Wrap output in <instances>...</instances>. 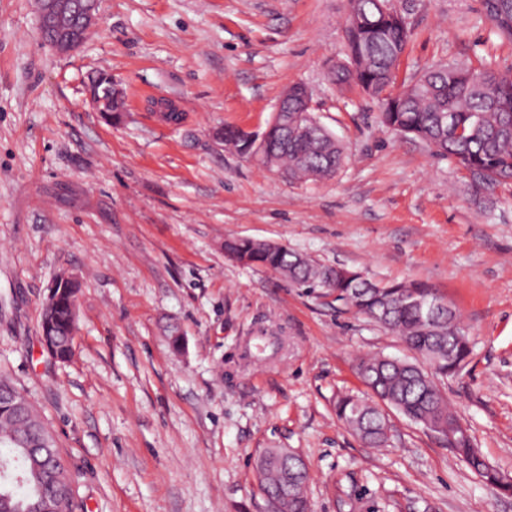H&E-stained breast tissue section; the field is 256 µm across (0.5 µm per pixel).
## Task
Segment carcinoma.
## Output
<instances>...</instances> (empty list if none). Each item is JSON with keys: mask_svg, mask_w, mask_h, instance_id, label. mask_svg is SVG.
I'll use <instances>...</instances> for the list:
<instances>
[{"mask_svg": "<svg viewBox=\"0 0 512 512\" xmlns=\"http://www.w3.org/2000/svg\"><path fill=\"white\" fill-rule=\"evenodd\" d=\"M362 25L345 24L344 64L336 65L332 83L341 91L367 96L378 102L379 123L405 137L424 143L437 158L451 160L471 177L475 196L512 186V75L492 67L467 63L438 64L411 84L396 86L397 73L410 30L392 0H349ZM66 10L41 19L44 41L55 45L64 33L84 40L92 21L82 17L89 0H65ZM486 20L496 34L512 41V0H482ZM89 93L106 113H116L119 103L107 76L90 79ZM305 111L302 101L293 104ZM224 144L248 158L252 148L240 130L224 129ZM261 164L288 175L296 182L317 181L336 174L344 162L339 141L305 111L299 128L274 127L268 135ZM228 255L245 265H261L289 283L308 291L323 290L342 306L365 316L400 337L432 372L418 371L421 364L382 355L355 361V372L372 399L342 395L336 417L362 442L383 446L386 434L384 408L396 410L415 424H448L458 420L437 383L464 367L470 342L457 340L463 332L454 305L432 289L416 282H374L360 271L316 263L284 245L252 239H230ZM76 283L56 288L54 308L41 314L40 327L55 337L52 353L59 362L73 356L74 315L72 296ZM25 394L0 376V512H52L62 505L51 499L56 492L54 462L60 453L50 429L35 413L22 417L16 403ZM470 469L503 495L512 494V482L492 468L466 439L454 445ZM256 478L267 494L273 512H309V472L300 456L283 448H269L257 459ZM80 512L73 500L64 506Z\"/></svg>", "mask_w": 512, "mask_h": 512, "instance_id": "1", "label": "carcinoma"}]
</instances>
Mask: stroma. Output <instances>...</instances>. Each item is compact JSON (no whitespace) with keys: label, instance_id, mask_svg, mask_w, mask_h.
Returning a JSON list of instances; mask_svg holds the SVG:
<instances>
[{"label":"stroma","instance_id":"stroma-1","mask_svg":"<svg viewBox=\"0 0 512 512\" xmlns=\"http://www.w3.org/2000/svg\"><path fill=\"white\" fill-rule=\"evenodd\" d=\"M413 36L399 83L472 61L512 70L481 0H394ZM347 0H98L74 51L41 35L38 0H0V375L51 428L84 512H269L266 448L309 466L312 512H512L447 442L397 412L383 448L336 418L366 354L401 339L332 298L224 252L278 243L375 280L415 281L459 311L472 354L440 387L474 448L512 476V189L473 198L466 173L340 94ZM123 109L100 112L90 75ZM303 83L343 145L327 179L292 183L225 146L262 133ZM173 101L181 124L147 108ZM77 276L75 355L40 315Z\"/></svg>","mask_w":512,"mask_h":512}]
</instances>
